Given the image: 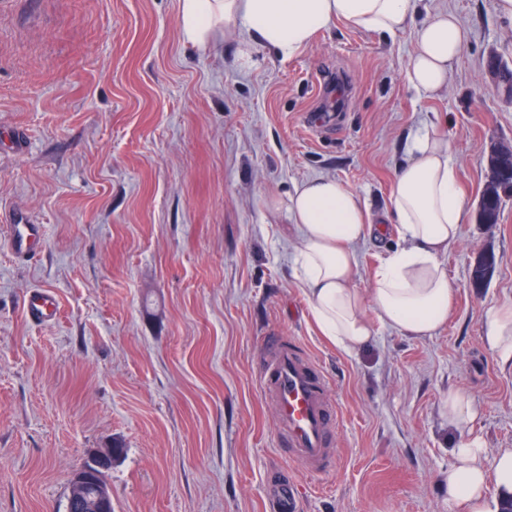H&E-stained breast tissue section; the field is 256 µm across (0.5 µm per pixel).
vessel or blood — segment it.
<instances>
[{
  "mask_svg": "<svg viewBox=\"0 0 512 512\" xmlns=\"http://www.w3.org/2000/svg\"><path fill=\"white\" fill-rule=\"evenodd\" d=\"M42 236V225L18 214L9 226L8 245L19 257L27 258L36 253ZM55 310L54 298L46 291L37 292L25 306L33 321L44 320ZM270 344L271 353L263 359L261 385L275 410L282 445L302 470L323 472L336 454V405L327 380L314 361L280 337H273Z\"/></svg>",
  "mask_w": 512,
  "mask_h": 512,
  "instance_id": "vessel-or-blood-1",
  "label": "vessel or blood"
}]
</instances>
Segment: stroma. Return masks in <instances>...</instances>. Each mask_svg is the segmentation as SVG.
Returning a JSON list of instances; mask_svg holds the SVG:
<instances>
[{
	"label": "stroma",
	"instance_id": "stroma-1",
	"mask_svg": "<svg viewBox=\"0 0 512 512\" xmlns=\"http://www.w3.org/2000/svg\"><path fill=\"white\" fill-rule=\"evenodd\" d=\"M466 39L442 90L407 69L416 27L394 36L336 21L283 58L242 26L186 43L178 0H0V218L43 227L36 256L0 230V512H66L90 451L118 444L112 512H272L290 481L300 512H468L449 503L451 448L479 439L493 472L512 448V364L486 347L491 308L512 305V197L478 219L491 144L512 145V101L490 55L512 64V18L496 0H420ZM445 130L463 222L441 261L453 290L433 335L376 326L355 354L321 334L294 263L299 234L268 207L332 177L381 236L354 246L369 294L402 242L389 197L409 140ZM494 271L472 287L483 253ZM61 309L27 319L30 291ZM323 371L338 408V460L319 474L289 459L257 362L268 337ZM458 394L478 409L448 423Z\"/></svg>",
	"mask_w": 512,
	"mask_h": 512
}]
</instances>
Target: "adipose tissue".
<instances>
[{
	"instance_id": "1",
	"label": "adipose tissue",
	"mask_w": 512,
	"mask_h": 512,
	"mask_svg": "<svg viewBox=\"0 0 512 512\" xmlns=\"http://www.w3.org/2000/svg\"><path fill=\"white\" fill-rule=\"evenodd\" d=\"M415 11L416 0H179L178 23L184 41L201 48L225 25H244L254 40L241 44L239 62L250 69L256 64V46L289 58L334 21L386 36L401 31ZM416 40L407 72L410 84L426 93L442 88L462 50L463 30L454 16L442 13L418 28ZM390 206L403 246L377 267L366 297L352 286L353 246L380 227L360 198L327 177L303 183L288 196V220L301 238L295 262L311 315L322 335L350 354L372 339L374 324L419 338L432 335L448 317L453 290L440 257L459 236L462 202L441 129L426 127L413 136ZM483 339L503 362H512V307L486 314ZM483 453L476 439L452 451L448 500L467 504L469 512H492L488 483L503 495L512 494V449L497 456L490 476L481 465Z\"/></svg>"
}]
</instances>
